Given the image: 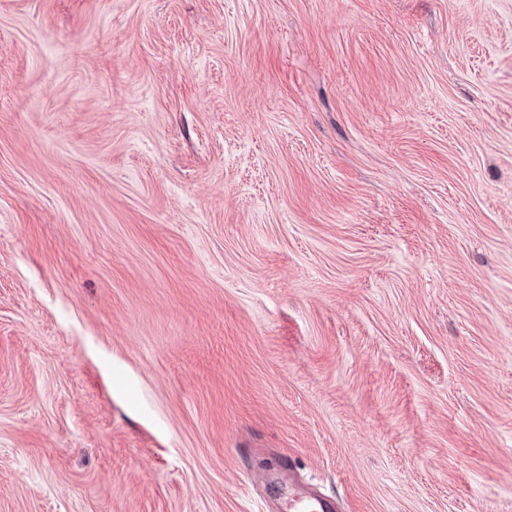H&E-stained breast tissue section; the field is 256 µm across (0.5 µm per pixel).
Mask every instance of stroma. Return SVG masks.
Masks as SVG:
<instances>
[{
	"instance_id": "1",
	"label": "stroma",
	"mask_w": 512,
	"mask_h": 512,
	"mask_svg": "<svg viewBox=\"0 0 512 512\" xmlns=\"http://www.w3.org/2000/svg\"><path fill=\"white\" fill-rule=\"evenodd\" d=\"M512 512V0H0V512Z\"/></svg>"
}]
</instances>
